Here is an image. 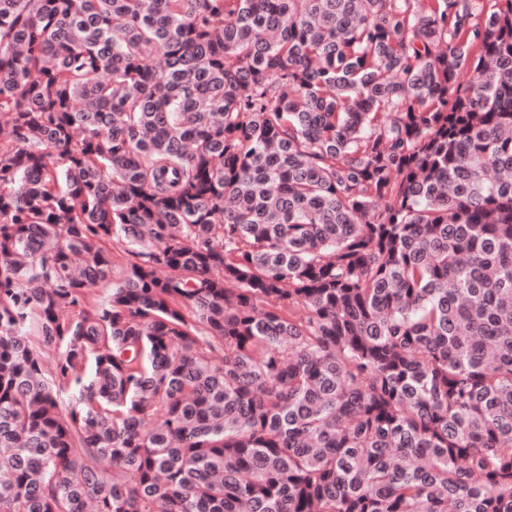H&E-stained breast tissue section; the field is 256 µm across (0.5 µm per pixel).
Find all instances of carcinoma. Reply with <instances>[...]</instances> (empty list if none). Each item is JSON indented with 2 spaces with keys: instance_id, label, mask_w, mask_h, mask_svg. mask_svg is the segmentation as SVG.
I'll list each match as a JSON object with an SVG mask.
<instances>
[{
  "instance_id": "carcinoma-1",
  "label": "carcinoma",
  "mask_w": 512,
  "mask_h": 512,
  "mask_svg": "<svg viewBox=\"0 0 512 512\" xmlns=\"http://www.w3.org/2000/svg\"><path fill=\"white\" fill-rule=\"evenodd\" d=\"M0 512H512V0H0Z\"/></svg>"
}]
</instances>
